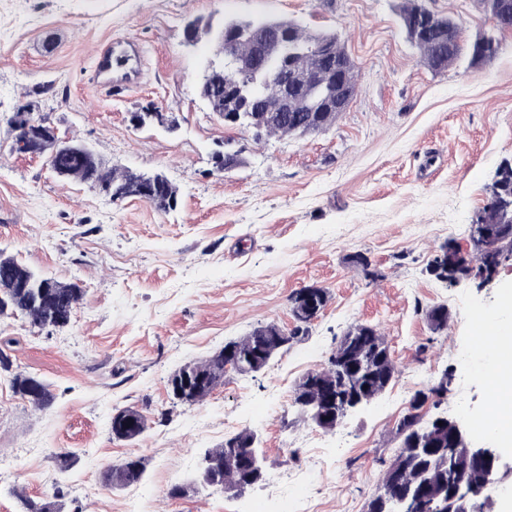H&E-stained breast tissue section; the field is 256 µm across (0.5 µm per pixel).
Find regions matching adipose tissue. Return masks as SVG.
<instances>
[{
    "mask_svg": "<svg viewBox=\"0 0 512 512\" xmlns=\"http://www.w3.org/2000/svg\"><path fill=\"white\" fill-rule=\"evenodd\" d=\"M496 325L485 338L491 356L482 371L496 404L490 431L499 444L512 446V290L505 292L495 315Z\"/></svg>",
    "mask_w": 512,
    "mask_h": 512,
    "instance_id": "ef3b65f1",
    "label": "adipose tissue"
}]
</instances>
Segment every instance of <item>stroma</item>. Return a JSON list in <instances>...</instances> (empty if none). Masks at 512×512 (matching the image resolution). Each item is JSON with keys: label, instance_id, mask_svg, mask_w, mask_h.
I'll return each instance as SVG.
<instances>
[{"label": "stroma", "instance_id": "stroma-1", "mask_svg": "<svg viewBox=\"0 0 512 512\" xmlns=\"http://www.w3.org/2000/svg\"><path fill=\"white\" fill-rule=\"evenodd\" d=\"M451 17L463 40L493 23L478 0H423ZM404 0H0V250L83 296L69 325L43 330L0 319V349L13 368L51 386L42 410L16 396L0 373V512L15 491L61 492L62 512H365L396 426L416 392L452 377L468 426L490 417V387L475 362L476 309L494 313L512 285V261L493 280L438 281L428 265L452 239L470 244L472 217L496 167L512 158V31L483 68L460 58L435 73L401 27ZM295 20L339 33L359 75L336 124L309 136L255 140L225 127L198 94L213 41L185 44L188 21ZM144 55L140 87L115 96L92 74L113 40ZM48 116L60 136L84 144L103 169L163 172L180 193L162 213L56 175L47 160L13 148L7 120L20 106ZM178 128L133 127L149 105ZM241 163L215 172L218 145ZM366 256L365 276L354 264ZM307 287L329 301L286 352L259 373H228L202 402L174 404L168 376L225 342L274 322L293 330L290 297ZM448 309L432 331L424 312ZM376 326L397 373L369 406L333 430L303 421L292 392L326 367L353 325ZM149 420L132 441L113 439L115 410ZM250 430L264 457L262 480L244 493L205 487L184 498L205 449ZM74 455L67 470L56 456ZM147 462L142 481L105 483L107 468ZM296 475L287 500L270 478Z\"/></svg>", "mask_w": 512, "mask_h": 512}]
</instances>
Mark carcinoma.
Listing matches in <instances>:
<instances>
[{
  "mask_svg": "<svg viewBox=\"0 0 512 512\" xmlns=\"http://www.w3.org/2000/svg\"><path fill=\"white\" fill-rule=\"evenodd\" d=\"M486 14L495 13L506 16L512 13V0H479ZM425 8L418 0H408L401 13V21L407 38L419 51V61L434 72H442L456 63L463 54H468L474 66L491 64L500 50V41L493 35L485 33L466 44L460 35L457 24L449 17L429 11L433 17L431 33L425 37L415 38L409 33V20L416 9ZM243 24L256 29L266 26H279L293 29V40L288 43L286 53L288 65L314 76L325 69L324 55L332 53L342 56L344 45L335 32L312 33L293 20L248 19ZM266 73L257 69L241 74L227 62L216 65L209 73L203 75L200 86L204 87L212 100V111L224 108V87L234 86L240 92L245 109L240 112L237 126L250 129L258 117L269 119L266 136L296 135L300 128L312 129L324 133L329 130L340 115L336 110L326 112H309L301 106H288V111L271 114L266 105L252 100L253 83ZM51 169L60 176L76 180L83 184L98 183L111 192L112 201L122 199L127 188L143 179V174L128 169L114 168L105 172L95 158H83L66 147L48 155ZM486 203L479 209L472 223L484 226L485 234L471 238V254L464 264L449 266L439 257H434L429 264V271L436 279L448 282L453 279L478 278L480 283L490 282L498 268L506 261L512 260V209L502 207L505 201H512V159H503L495 170L491 183L486 186ZM179 190L169 179L157 184V196L152 206L161 213L176 210ZM82 297V289L75 283H65L48 277L0 251V317L22 316L39 329L46 327H65L62 319L72 312ZM425 317L434 331L444 329L448 324V309L437 306L425 311ZM268 337L262 335V327L252 329L248 334L234 340L236 354L249 355L262 348ZM347 364L355 368L363 367L359 393L371 390L375 394L384 388V384L395 378V365L386 347L385 338L376 327L368 324H356L347 333L343 341L336 346L328 359L327 368L312 372L316 377H333L336 380V423L344 420L343 406L351 400L354 393L342 383L340 365ZM199 370L201 382L180 400L183 405H194L203 401L220 384L224 377L210 376L212 360L193 364ZM0 370L10 374V385L15 395L38 409L47 408L54 395L50 385L41 378L23 372L12 371L9 357L0 351ZM431 427V424L414 415H405L397 424L396 435L400 445L412 447L414 433ZM251 431L245 429L224 439V444L209 448L204 457L223 461L231 442L245 439ZM443 446L433 448L426 453L411 451L404 455L397 452L385 470L381 487H391L396 491L419 497L418 512H440L449 501L450 487L462 480L496 481L487 476L482 467L469 466L455 469L446 461L448 449L456 447L449 433L441 435ZM146 471V462L142 458H130L118 466H113L105 473L106 481L111 485L128 486L140 482ZM254 476L244 466H228L224 469V481L221 486L236 488L249 485ZM20 512H61L56 497L34 499L22 491L15 492Z\"/></svg>",
  "mask_w": 512,
  "mask_h": 512,
  "instance_id": "obj_1",
  "label": "carcinoma"
}]
</instances>
